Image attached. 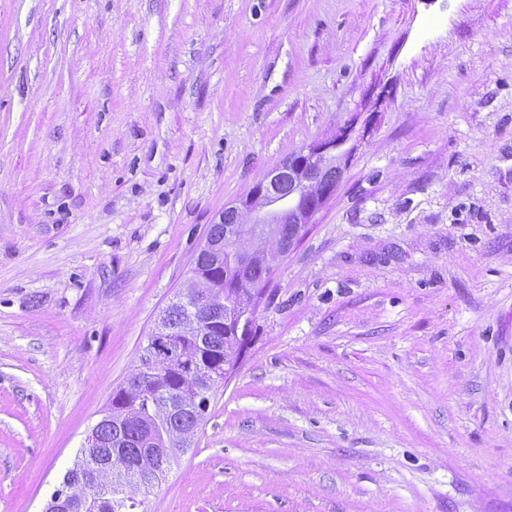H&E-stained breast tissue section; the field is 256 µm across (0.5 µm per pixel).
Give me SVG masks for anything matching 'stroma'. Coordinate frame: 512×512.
Returning <instances> with one entry per match:
<instances>
[{
  "mask_svg": "<svg viewBox=\"0 0 512 512\" xmlns=\"http://www.w3.org/2000/svg\"><path fill=\"white\" fill-rule=\"evenodd\" d=\"M350 127L146 512H512V0H0V512H42L211 224Z\"/></svg>",
  "mask_w": 512,
  "mask_h": 512,
  "instance_id": "obj_1",
  "label": "stroma"
}]
</instances>
